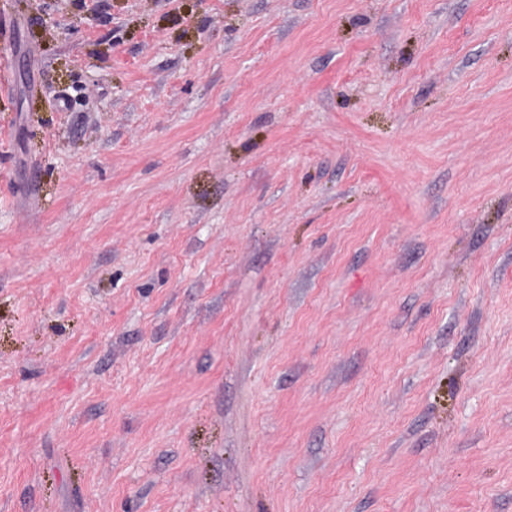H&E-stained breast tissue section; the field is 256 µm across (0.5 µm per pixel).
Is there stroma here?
Segmentation results:
<instances>
[{
  "label": "stroma",
  "instance_id": "35a3bbf8",
  "mask_svg": "<svg viewBox=\"0 0 512 512\" xmlns=\"http://www.w3.org/2000/svg\"><path fill=\"white\" fill-rule=\"evenodd\" d=\"M0 512H512V0H0Z\"/></svg>",
  "mask_w": 512,
  "mask_h": 512
}]
</instances>
